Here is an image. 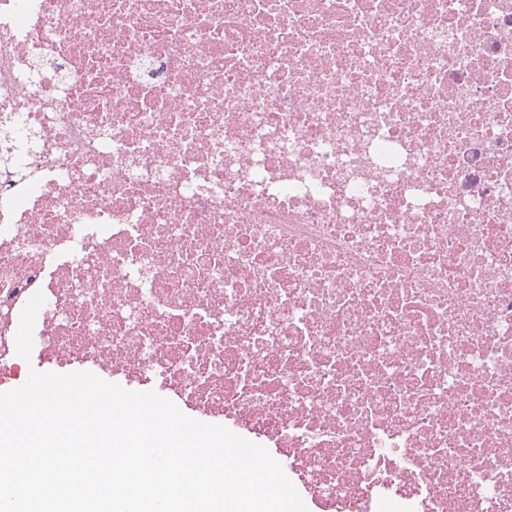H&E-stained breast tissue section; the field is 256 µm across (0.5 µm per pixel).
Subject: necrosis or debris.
Here are the masks:
<instances>
[{
    "label": "necrosis or debris",
    "mask_w": 512,
    "mask_h": 512,
    "mask_svg": "<svg viewBox=\"0 0 512 512\" xmlns=\"http://www.w3.org/2000/svg\"><path fill=\"white\" fill-rule=\"evenodd\" d=\"M38 291L317 512H512V0H0V389Z\"/></svg>",
    "instance_id": "4bbe7bcc"
}]
</instances>
